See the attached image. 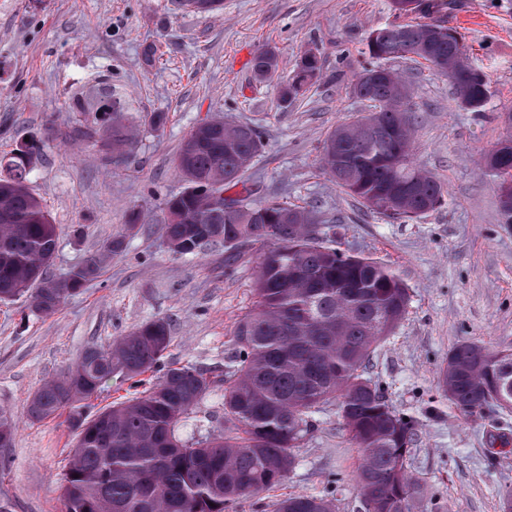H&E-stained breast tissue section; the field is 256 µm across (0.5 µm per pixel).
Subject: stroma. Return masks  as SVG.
<instances>
[{
  "mask_svg": "<svg viewBox=\"0 0 512 512\" xmlns=\"http://www.w3.org/2000/svg\"><path fill=\"white\" fill-rule=\"evenodd\" d=\"M390 3L224 0L222 12L207 15L177 0H0V155L26 140L38 148L31 185L58 226L53 274L124 238L101 278L55 312L0 303V411L16 423L12 447L0 448V501L12 512H65L60 483L76 433L63 415L31 419L28 403L87 348L162 318L172 336L167 362L210 371L235 351L236 326L255 300L259 246L241 249L229 266L223 244L182 257L163 231L164 200L186 187L175 165L179 146L194 126L219 116L261 133L247 173L252 205L277 197L318 210L323 232L342 249L383 263L409 290L408 313L367 375L418 423L406 465L423 494L412 512H502L512 452L497 450L493 437L512 438V409L465 417L438 377L458 343L512 352V225L501 219L498 188L484 168L505 133L500 116L512 111V0H451L448 11L470 61L488 77L482 111L463 109L447 78L426 64L393 63L411 84L414 158L445 190L441 206L407 221L369 213L321 166L328 132L368 109L351 83L363 39L399 21ZM150 44L157 52L148 62L142 51ZM267 47L278 50L279 68L259 82L251 60ZM311 48L323 56L324 78L304 100L282 106L279 86ZM75 91L107 112L120 101L136 130L123 159L108 162L100 145L71 137ZM155 112L167 115L160 133L148 123ZM227 426L217 382L178 433L193 443ZM359 463L336 403H327L286 480L227 512H274L298 493L333 498L335 512H365Z\"/></svg>",
  "mask_w": 512,
  "mask_h": 512,
  "instance_id": "35a3bbf8",
  "label": "stroma"
}]
</instances>
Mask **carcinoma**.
<instances>
[{
    "label": "carcinoma",
    "instance_id": "obj_1",
    "mask_svg": "<svg viewBox=\"0 0 512 512\" xmlns=\"http://www.w3.org/2000/svg\"><path fill=\"white\" fill-rule=\"evenodd\" d=\"M391 5L413 17L365 38L360 53L366 65L352 85L376 111V123H368L366 112L337 125L325 138L321 164L342 192L372 213L413 220L439 206L444 189L414 162L411 140L401 139L400 130L412 126L411 88L386 62L424 60L448 78L470 111L482 110L490 90L468 62L465 44L435 31L446 22L448 0H429L425 10L416 0ZM223 6L224 0L183 4L199 14ZM278 66L274 48L252 59L259 81L271 79ZM322 77L321 55L307 52L280 87V101L305 97ZM70 108L76 116L72 135L101 143L110 155L132 143L120 109L107 126L103 117H88L76 92ZM261 148L256 128L208 121L182 141L176 165L187 187L164 207L179 217L163 227L175 254L194 255L222 241L231 262L243 246L264 247L256 301L236 326L237 348L225 364L224 414L233 429L190 445L177 436L181 418L215 383L213 372L192 365L168 364L138 396L91 416L79 412L112 376L134 379L161 367L172 341L166 320H150L105 348H89L28 403L29 416L39 421L70 409L77 441L60 486L65 512H226L229 504L282 484L312 415L331 399L360 452L357 479L368 512H409L420 493L406 468L415 422L404 420L365 377L374 350L406 313L408 288L387 266L323 237L320 225L308 223L315 210L277 199L252 206L245 174ZM32 163L33 148L26 144L0 158V301L24 297L29 309L50 314L100 277L124 239L107 240L65 276H51L59 234L28 185ZM484 163L498 180L502 223L512 224V202L503 200L504 183L512 180V145L498 142ZM200 185L211 192H200ZM407 185L419 193L403 192ZM226 192L224 203L214 200ZM440 387L466 416L481 413L492 399L512 407V354L461 342L448 353ZM14 435L13 419L0 412V448L11 447ZM277 512H333V506L326 496L298 494L280 500Z\"/></svg>",
    "mask_w": 512,
    "mask_h": 512
}]
</instances>
